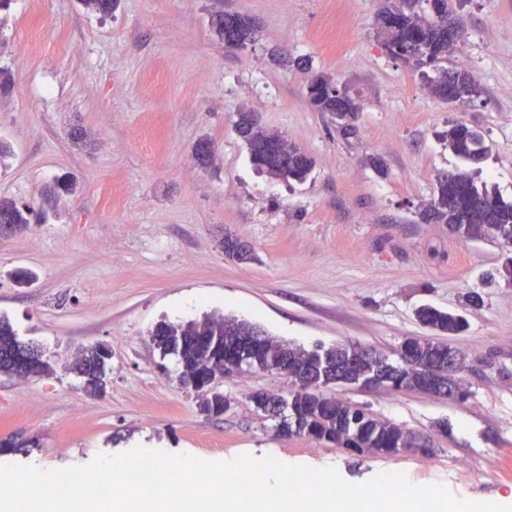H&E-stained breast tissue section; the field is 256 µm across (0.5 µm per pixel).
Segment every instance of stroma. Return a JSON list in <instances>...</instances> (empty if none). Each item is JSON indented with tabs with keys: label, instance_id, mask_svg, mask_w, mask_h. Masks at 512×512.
<instances>
[{
	"label": "stroma",
	"instance_id": "stroma-1",
	"mask_svg": "<svg viewBox=\"0 0 512 512\" xmlns=\"http://www.w3.org/2000/svg\"><path fill=\"white\" fill-rule=\"evenodd\" d=\"M383 4L121 0L106 17L78 0L0 9V71L11 81L0 138L14 148L0 197L46 216L0 235V318L52 368L0 374V457L55 471L156 442L216 462L332 466L352 483L395 470L460 499L512 493V248L421 217L439 181L467 166L446 139L457 122L484 136L480 183L512 200V0L458 8L464 48L441 65L480 86L464 106L434 97L421 69L381 48ZM217 10L251 18L254 41L226 48L209 24ZM21 39L31 47L22 62ZM317 75L356 102L354 134L310 105ZM243 111L312 159L304 181L255 168L235 130ZM203 140L215 147L205 163L195 155ZM228 236L250 246V260L225 255ZM26 271L33 281L18 286ZM424 304L462 311L467 329L431 333L415 317ZM213 313L290 344L351 343L393 361L406 338L430 334L465 354L467 395L331 387L429 440V456L282 435L251 395L290 384L261 371L225 378L230 405L211 415L151 332ZM95 344L112 352L99 395L71 369Z\"/></svg>",
	"mask_w": 512,
	"mask_h": 512
}]
</instances>
